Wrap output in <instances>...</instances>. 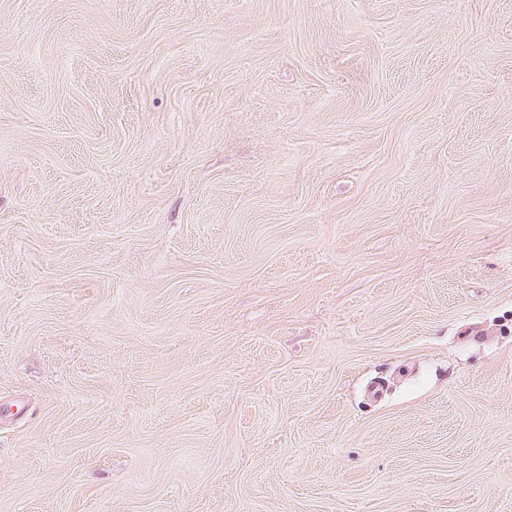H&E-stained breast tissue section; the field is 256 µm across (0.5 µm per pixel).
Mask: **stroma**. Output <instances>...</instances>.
<instances>
[{
	"mask_svg": "<svg viewBox=\"0 0 512 512\" xmlns=\"http://www.w3.org/2000/svg\"><path fill=\"white\" fill-rule=\"evenodd\" d=\"M0 512H512V0H0Z\"/></svg>",
	"mask_w": 512,
	"mask_h": 512,
	"instance_id": "1",
	"label": "stroma"
}]
</instances>
